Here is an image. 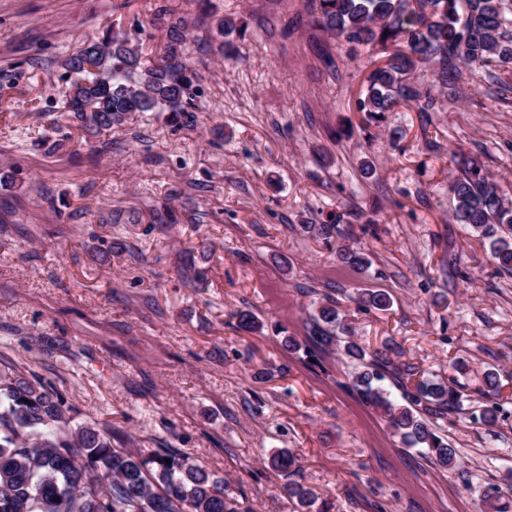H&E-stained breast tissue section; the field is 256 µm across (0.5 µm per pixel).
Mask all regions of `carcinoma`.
Segmentation results:
<instances>
[{
  "instance_id": "1",
  "label": "carcinoma",
  "mask_w": 512,
  "mask_h": 512,
  "mask_svg": "<svg viewBox=\"0 0 512 512\" xmlns=\"http://www.w3.org/2000/svg\"><path fill=\"white\" fill-rule=\"evenodd\" d=\"M316 25L348 43L366 45L385 61L366 77L358 109L368 122L387 112L412 106L436 111V88L453 89L468 71L492 64L512 70V17L507 0H309ZM152 29L138 21L112 26L98 40L83 41L58 61L65 83L64 114L99 138L79 141L75 150L105 153L101 136L137 113H167L174 126L197 108L200 74L189 63V28L196 20L171 17L166 4H155ZM236 30L230 18L211 26V40L221 57L231 56L225 38ZM161 36V52L151 60L145 42ZM419 67L430 70L431 88L412 81ZM453 219L489 241L488 261L512 272V202L472 159L462 161L449 185ZM304 232L327 244L345 237L340 224H304ZM338 261L366 274L371 261L363 248L340 245ZM357 309L384 311L391 297L383 289H363L353 298ZM308 339L329 352L343 347L356 362L349 375L352 391L380 412L393 435L407 448H421L440 470L459 465L456 450L439 434L438 421L463 404L465 386L455 376L435 382L418 378L416 368L397 363L391 348L369 351L358 343L351 319L335 302L320 305L310 316ZM402 390L392 397L385 380ZM72 407L38 378L0 370V512H236L224 495V480L190 457L172 449L147 454L117 447L119 430L105 422L71 426ZM282 471L295 470L290 451L272 457ZM288 494L301 504L315 500L300 484Z\"/></svg>"
}]
</instances>
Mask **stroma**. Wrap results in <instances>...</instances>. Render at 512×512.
<instances>
[{
	"label": "stroma",
	"instance_id": "stroma-1",
	"mask_svg": "<svg viewBox=\"0 0 512 512\" xmlns=\"http://www.w3.org/2000/svg\"><path fill=\"white\" fill-rule=\"evenodd\" d=\"M115 2L0 0V367L37 376L75 422L119 427L125 447L179 449L239 512L512 510V383L495 426L474 418L485 372L512 375V273L453 223L448 191L462 153L512 200V92L481 71L428 123L408 109L370 123L357 101L373 55L310 24L305 0H210L240 33L221 61L194 30V121L135 115L91 161L72 153L83 128L60 119L57 62L113 21H148L155 0ZM163 208L176 223L154 222ZM335 219L368 276L302 230ZM363 288L391 309L357 310ZM328 298L368 349L394 341L428 377L462 363L473 399L441 424L457 469L405 448L344 389L342 351L312 353L308 317ZM241 310L261 332L238 330ZM279 449L298 470L269 464ZM291 480L317 502L288 497Z\"/></svg>",
	"mask_w": 512,
	"mask_h": 512
}]
</instances>
